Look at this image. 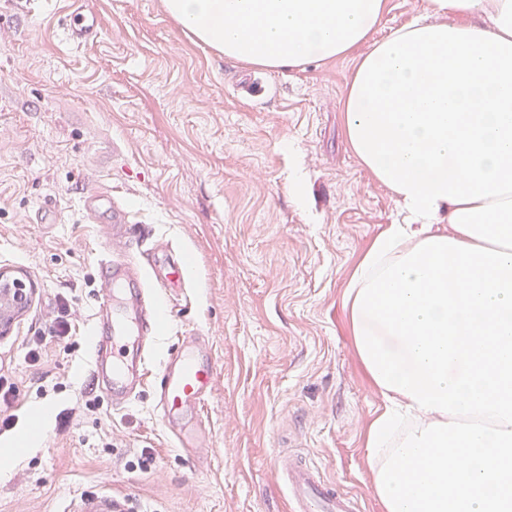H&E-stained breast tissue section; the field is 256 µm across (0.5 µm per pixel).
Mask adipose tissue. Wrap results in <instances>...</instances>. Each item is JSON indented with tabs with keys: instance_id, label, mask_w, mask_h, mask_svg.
Wrapping results in <instances>:
<instances>
[{
	"instance_id": "1",
	"label": "adipose tissue",
	"mask_w": 512,
	"mask_h": 512,
	"mask_svg": "<svg viewBox=\"0 0 512 512\" xmlns=\"http://www.w3.org/2000/svg\"><path fill=\"white\" fill-rule=\"evenodd\" d=\"M225 58L355 60L348 142L408 221L360 259L353 344L388 406L366 452L383 512H512V0H164ZM424 0H389L388 12L373 32V39H382L391 32L423 15Z\"/></svg>"
}]
</instances>
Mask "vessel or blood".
Returning a JSON list of instances; mask_svg holds the SVG:
<instances>
[{
	"instance_id": "b4317fda",
	"label": "vessel or blood",
	"mask_w": 512,
	"mask_h": 512,
	"mask_svg": "<svg viewBox=\"0 0 512 512\" xmlns=\"http://www.w3.org/2000/svg\"><path fill=\"white\" fill-rule=\"evenodd\" d=\"M100 33L99 17L81 10L69 14L62 27L64 40L73 45L95 41ZM79 209L87 223L110 225L113 242L125 247L103 261L107 294L95 316L98 337L91 349L93 376L118 409L143 387L156 342L158 296L183 292L187 280L179 255L138 229L131 212L111 190L87 192ZM218 374L210 351L188 344L170 353L158 373L153 386L155 407L184 451L211 449L199 412ZM277 471L290 492L292 512H360L357 497L327 482L302 458L278 457Z\"/></svg>"
}]
</instances>
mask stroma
<instances>
[{
	"label": "stroma",
	"instance_id": "stroma-1",
	"mask_svg": "<svg viewBox=\"0 0 512 512\" xmlns=\"http://www.w3.org/2000/svg\"><path fill=\"white\" fill-rule=\"evenodd\" d=\"M94 43L61 37L73 0H0V277L27 296L0 330V448L38 407L35 447L0 475V512H62L93 492L146 512H289L279 455L382 512L365 450L387 401L364 375L342 298L374 238L401 219L354 156L342 101L353 62L268 71L197 42L163 0H85ZM268 96L242 98V79ZM301 180L304 203L290 190ZM111 184L136 222L184 254L192 302L160 299L158 372L209 337L220 375L200 418L213 450L175 448L144 386L113 409L91 377L103 225L81 196ZM58 220L34 219L44 201ZM65 312L71 335L53 336Z\"/></svg>",
	"mask_w": 512,
	"mask_h": 512
}]
</instances>
